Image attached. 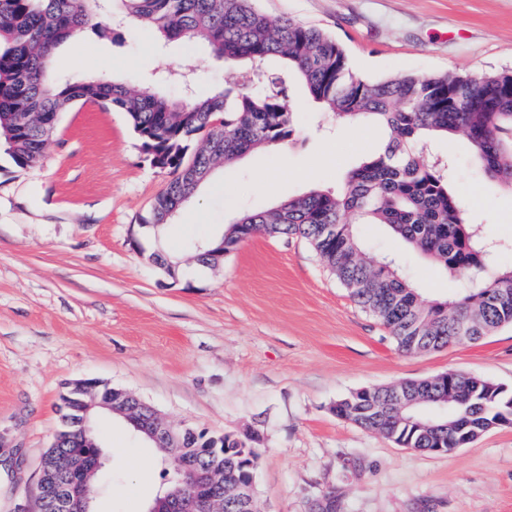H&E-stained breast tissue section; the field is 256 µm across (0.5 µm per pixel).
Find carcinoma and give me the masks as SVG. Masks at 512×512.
I'll use <instances>...</instances> for the list:
<instances>
[{
	"label": "carcinoma",
	"mask_w": 512,
	"mask_h": 512,
	"mask_svg": "<svg viewBox=\"0 0 512 512\" xmlns=\"http://www.w3.org/2000/svg\"><path fill=\"white\" fill-rule=\"evenodd\" d=\"M113 19L149 27L166 39L206 45L217 57L245 59L257 82L279 59L293 71L314 101L338 119L371 118L387 132L385 146L365 157L340 192L312 190L282 201L270 212L244 214L224 232V251L261 229L271 237L308 242L323 264L363 309L389 330L397 349L420 353L464 341L476 342L512 325V269L495 263L498 244L467 217L451 188L446 165L424 156L435 138L461 133L475 149V165L512 191V70L475 77L442 73L399 74L385 79L357 77L341 44L324 30L291 18L271 21L255 0H120ZM96 0H0V148L25 170L39 162L45 140L42 122L57 123L74 103L94 102L126 113L151 165L172 179L152 203L147 224H167L196 186L186 173L210 171L293 134L294 112L285 90L237 91L227 87L207 99L173 101L131 84L100 77L62 81L51 70L53 50L77 35L102 32ZM205 136L192 150L196 136ZM324 224L336 234L322 233ZM356 224H386L446 274L467 278L455 300L426 299L388 257L367 259ZM405 391L423 399L412 410L389 403L391 388L371 399L336 407V414L377 431L405 448H462L500 421L512 394L473 376L448 381H410ZM448 404V414L430 410ZM253 440L224 436L216 458L204 431L189 439L207 468L224 469V481L241 480L255 468L234 449ZM64 450L92 455L71 432ZM170 485L156 498L179 499L194 491L192 479L165 454Z\"/></svg>",
	"instance_id": "obj_1"
}]
</instances>
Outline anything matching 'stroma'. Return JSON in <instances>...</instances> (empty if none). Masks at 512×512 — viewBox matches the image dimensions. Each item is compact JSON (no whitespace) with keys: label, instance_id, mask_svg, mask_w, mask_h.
Wrapping results in <instances>:
<instances>
[{"label":"stroma","instance_id":"35a3bbf8","mask_svg":"<svg viewBox=\"0 0 512 512\" xmlns=\"http://www.w3.org/2000/svg\"><path fill=\"white\" fill-rule=\"evenodd\" d=\"M270 19L324 29L352 71L374 79L512 69V0H257ZM56 76L108 75L173 99L225 84L250 89L249 68L201 44L163 41L129 25L60 45ZM284 78L294 132L218 166L164 232L144 227L171 176L152 166L125 113L93 103L60 115L33 168L0 156V512H39L38 463L59 428L65 387L96 379L131 391L161 417L216 433L254 432L259 512H512V426H496L446 454L404 448L337 416L362 388L448 371L512 389V326L483 339L405 354L357 306L312 247L257 232L215 266L188 242L223 235L311 189L343 190L348 172L380 149L369 122L339 124L300 81ZM452 187L474 223L504 242L512 267V192L487 180L465 136L438 140ZM280 172L279 195L259 183ZM371 257L396 259L428 298L460 283L393 237L360 224ZM163 253L168 267L151 256ZM103 450L152 461L140 472L106 458L96 512H148L169 485L164 455L128 422L98 416Z\"/></svg>","mask_w":512,"mask_h":512}]
</instances>
